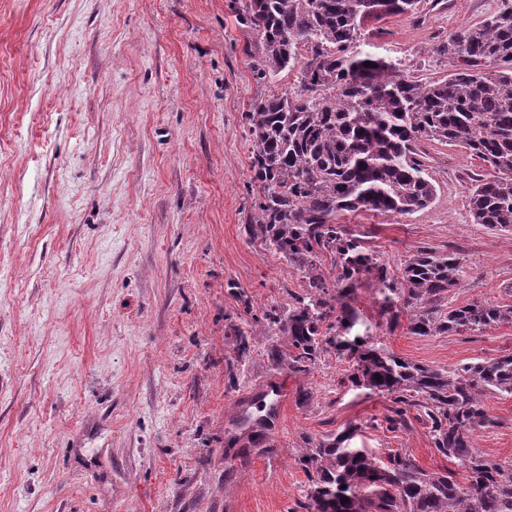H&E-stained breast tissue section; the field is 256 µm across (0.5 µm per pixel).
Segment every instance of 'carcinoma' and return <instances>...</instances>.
<instances>
[{"label":"carcinoma","instance_id":"carcinoma-1","mask_svg":"<svg viewBox=\"0 0 512 512\" xmlns=\"http://www.w3.org/2000/svg\"><path fill=\"white\" fill-rule=\"evenodd\" d=\"M423 0H244L238 23L252 32L243 53L257 76L298 72L294 92H271L243 119L252 139L250 170L258 188L247 234L294 264L304 293L250 319L224 317L237 360L256 339L276 336L274 366L308 374L329 350H352L341 339L352 320L348 300L361 269L385 295L390 323L407 316L418 336L484 331L512 324V303L448 306L461 263L423 248L401 274L373 260L340 223L363 210L405 216L437 195L427 169V142L458 147L495 176L472 178L474 223L512 232V3L455 31L437 53L452 62L448 77L423 82L392 63L353 50L365 21L415 15ZM370 66H364V63ZM332 267L323 271L319 255ZM361 375L390 396L387 427L406 425L408 410L426 417L434 447L464 469L419 468L400 453L377 463L343 447L336 436L305 437L298 462L308 487L304 512H512V462L484 457L474 432L494 424L492 395L512 396V352L436 370L376 348L359 351ZM381 379H376V376ZM347 502H341V499Z\"/></svg>","mask_w":512,"mask_h":512}]
</instances>
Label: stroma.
Wrapping results in <instances>:
<instances>
[{
    "mask_svg": "<svg viewBox=\"0 0 512 512\" xmlns=\"http://www.w3.org/2000/svg\"><path fill=\"white\" fill-rule=\"evenodd\" d=\"M229 0H0V512H296L304 437L421 469L458 471L423 420L387 429L386 393L352 381L354 355L309 374L273 366L270 339L236 361L224 317L301 292V272L245 232L252 142L242 119L268 91ZM503 0H439L371 21L357 52L418 79L448 76L438 45ZM439 191L402 217L343 220L401 271L417 249L459 255L453 305L512 303V234L474 223L470 177L491 168L428 144ZM360 272L347 339L452 370L512 352V324L441 336L389 327ZM238 378L228 388L229 374ZM281 381L280 426L229 440V416ZM473 446L512 459V396Z\"/></svg>",
    "mask_w": 512,
    "mask_h": 512,
    "instance_id": "obj_1",
    "label": "stroma"
}]
</instances>
